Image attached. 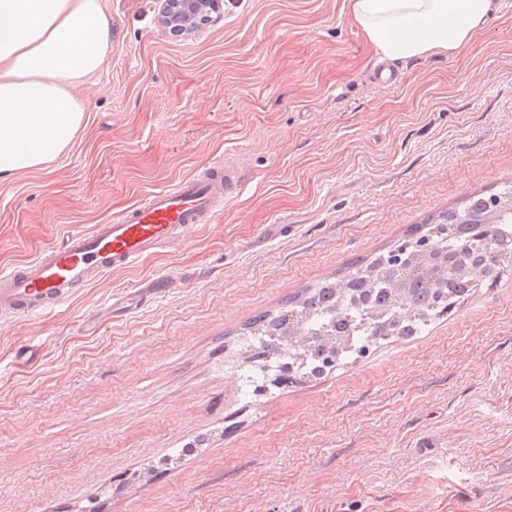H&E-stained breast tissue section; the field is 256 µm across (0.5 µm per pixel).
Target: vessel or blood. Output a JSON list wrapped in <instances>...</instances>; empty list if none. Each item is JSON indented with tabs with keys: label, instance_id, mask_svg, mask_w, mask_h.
I'll list each match as a JSON object with an SVG mask.
<instances>
[{
	"label": "vessel or blood",
	"instance_id": "obj_1",
	"mask_svg": "<svg viewBox=\"0 0 512 512\" xmlns=\"http://www.w3.org/2000/svg\"><path fill=\"white\" fill-rule=\"evenodd\" d=\"M245 185L240 166L216 158L198 174L150 193L119 218L67 234L35 260L0 269V321L42 316L107 272L131 268L196 225L215 223L225 200Z\"/></svg>",
	"mask_w": 512,
	"mask_h": 512
}]
</instances>
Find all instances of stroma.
I'll use <instances>...</instances> for the list:
<instances>
[{
	"label": "stroma",
	"mask_w": 512,
	"mask_h": 512,
	"mask_svg": "<svg viewBox=\"0 0 512 512\" xmlns=\"http://www.w3.org/2000/svg\"><path fill=\"white\" fill-rule=\"evenodd\" d=\"M107 7L112 53L79 88L74 142L0 180V267L216 156L250 183L185 241L0 323V512H512V277L425 336L257 397L231 342L512 185V9L460 52L395 62L386 86L350 0H222L187 38L158 0Z\"/></svg>",
	"instance_id": "obj_1"
}]
</instances>
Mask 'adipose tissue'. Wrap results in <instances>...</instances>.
<instances>
[{
	"mask_svg": "<svg viewBox=\"0 0 512 512\" xmlns=\"http://www.w3.org/2000/svg\"><path fill=\"white\" fill-rule=\"evenodd\" d=\"M496 0H351L379 59L469 46ZM112 52L104 0H0V178L41 167L73 141L88 109L77 93Z\"/></svg>",
	"mask_w": 512,
	"mask_h": 512,
	"instance_id": "1",
	"label": "adipose tissue"
}]
</instances>
